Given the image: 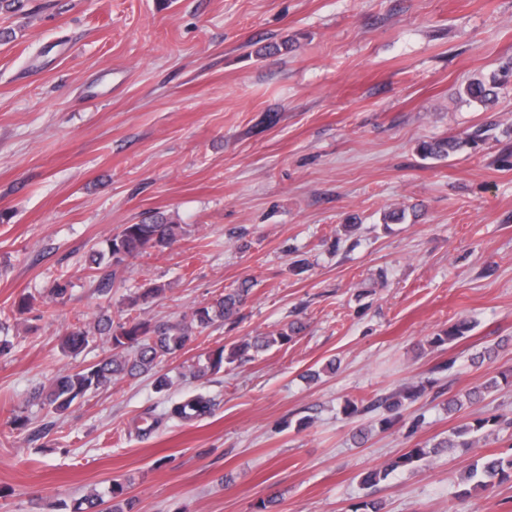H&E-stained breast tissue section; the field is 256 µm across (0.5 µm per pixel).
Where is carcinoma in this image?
Here are the masks:
<instances>
[{"label": "carcinoma", "mask_w": 512, "mask_h": 512, "mask_svg": "<svg viewBox=\"0 0 512 512\" xmlns=\"http://www.w3.org/2000/svg\"><path fill=\"white\" fill-rule=\"evenodd\" d=\"M512 77V67H504L501 74L489 79L475 78L464 87L463 93L469 102L487 105L495 101L496 88L499 83ZM483 132L476 130L459 137L442 138L421 144L420 152L426 158L444 159L468 147L475 146L482 140ZM183 234V227L174 224L163 215H157L148 222L126 224L122 230L104 240V246L94 248L88 254L86 267L92 272L107 268L112 273L100 277L98 287L109 286L115 271L127 260L147 252L149 249L163 250L172 245L177 237ZM165 290V286L144 284L127 295L126 311L149 303ZM251 293V285L242 282L238 287L219 295L210 303L194 309L190 317L177 322L152 321L139 316H119L113 318L103 311L94 325L73 326L63 333L61 350L66 354L77 355L84 351L93 335L106 337L110 345L108 354L97 362L76 370L63 369L58 371L48 389H38L32 398L55 414L67 411L73 403L84 398L87 394L103 388L117 378L135 379L151 373L163 361L177 357L192 341V338L202 333L217 321L235 318L240 307L247 301ZM302 328L300 323H293L288 330L276 336H256L251 342L234 344L229 348L224 346L212 350L206 357V368L218 371L226 363L246 355L249 350L256 353L265 352L277 344L291 340V335ZM471 330V324L466 320L457 321L448 327L443 336H432L427 340L431 347L452 346ZM512 378V369L502 371L482 386L467 393L469 401H477L499 387L500 382ZM432 386V381L418 382L402 387L385 397L378 398L367 404L349 401L344 406V413L350 419H357L374 412L379 408L386 411L387 416L381 419L382 428L386 429L397 422L406 409V404L417 400ZM211 410V400L202 394L187 395L172 403L168 415L182 421H193L208 414ZM512 425V418L500 415L478 416L471 421L451 429L448 437L427 448L416 445L396 459L385 463L380 469L368 472L361 483L373 488L396 470H414L431 454L435 448H472L480 440L495 434L501 426ZM467 480L473 487L490 489L506 482H512V457L491 455L482 458V462L473 465ZM128 488L121 482L113 481L110 491L111 498L116 500L115 507L105 506V501L97 497L85 498L86 507L77 508V512H119L121 503H129L125 498Z\"/></svg>", "instance_id": "obj_1"}]
</instances>
